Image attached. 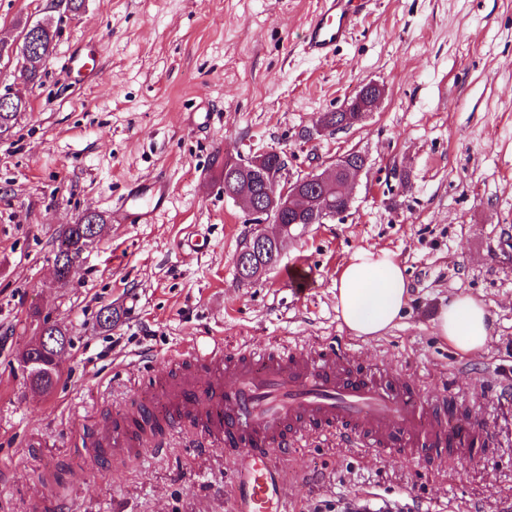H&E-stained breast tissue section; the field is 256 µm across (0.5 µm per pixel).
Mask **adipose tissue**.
I'll use <instances>...</instances> for the list:
<instances>
[{
	"label": "adipose tissue",
	"mask_w": 512,
	"mask_h": 512,
	"mask_svg": "<svg viewBox=\"0 0 512 512\" xmlns=\"http://www.w3.org/2000/svg\"><path fill=\"white\" fill-rule=\"evenodd\" d=\"M407 302L404 270L386 250L355 251L336 283V313L357 337L369 339L386 333L400 319ZM491 330L485 302L472 296L450 299L436 322L437 335L464 355L482 348Z\"/></svg>",
	"instance_id": "1"
}]
</instances>
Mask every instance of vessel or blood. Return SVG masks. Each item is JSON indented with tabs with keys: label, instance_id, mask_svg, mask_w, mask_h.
I'll return each instance as SVG.
<instances>
[{
	"label": "vessel or blood",
	"instance_id": "vessel-or-blood-1",
	"mask_svg": "<svg viewBox=\"0 0 512 512\" xmlns=\"http://www.w3.org/2000/svg\"><path fill=\"white\" fill-rule=\"evenodd\" d=\"M369 0H318L303 50L328 60L352 35ZM169 196L165 182L134 186L121 208L129 223H152ZM189 366L157 383L135 412L145 427H192L233 469L230 512H288L283 462L312 439L430 464L482 451L480 422L441 394L424 397L406 377L376 365L356 369L347 350L321 343L307 350L245 347L222 339L192 343ZM96 444L139 451L142 438L121 426Z\"/></svg>",
	"mask_w": 512,
	"mask_h": 512
}]
</instances>
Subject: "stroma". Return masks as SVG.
<instances>
[{"label":"stroma","instance_id":"35a3bbf8","mask_svg":"<svg viewBox=\"0 0 512 512\" xmlns=\"http://www.w3.org/2000/svg\"><path fill=\"white\" fill-rule=\"evenodd\" d=\"M315 7L84 0L40 83L0 62V84L29 102L0 137V512H228L231 465L191 428L159 453L86 447L204 336L229 350L342 345L424 396L457 399L493 443L433 467L307 443L284 462L288 512H343L367 494L403 512H512L501 378L512 368V0H372L328 61L302 50ZM51 14L50 0H0V39ZM87 51L99 75L83 81L67 60ZM370 82L384 95L364 120L314 133ZM272 150L290 177L330 171L352 150L366 167L347 212L293 228L277 263L247 283L236 268L244 240L276 227L224 196L213 160ZM146 180L169 183L167 208L129 223L120 202ZM89 211L101 231L58 282L57 239ZM196 234L202 246L189 249ZM360 248L394 253L409 286L403 316L367 340L336 317V282ZM298 262L312 273L301 296L285 276ZM464 295L492 317L487 344L465 356L435 332L441 308ZM47 319L70 343L45 395L20 358Z\"/></svg>","mask_w":512,"mask_h":512}]
</instances>
